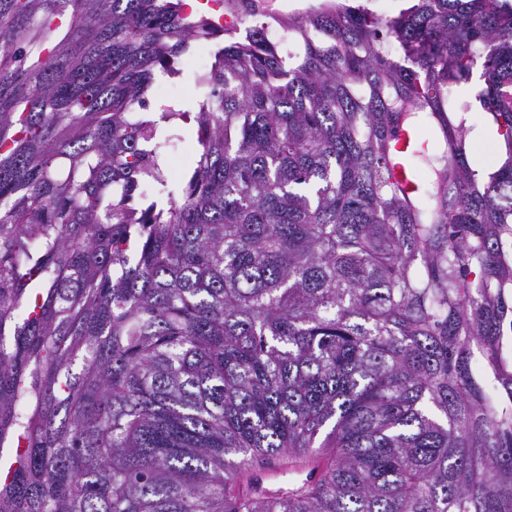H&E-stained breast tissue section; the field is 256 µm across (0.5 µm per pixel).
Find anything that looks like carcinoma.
I'll use <instances>...</instances> for the list:
<instances>
[{"mask_svg": "<svg viewBox=\"0 0 512 512\" xmlns=\"http://www.w3.org/2000/svg\"><path fill=\"white\" fill-rule=\"evenodd\" d=\"M199 3L0 0V512H512V0ZM251 1L242 0H224V29L235 33L246 34L251 11L249 4ZM258 4L268 13L288 17V13H298L307 6L303 0H258ZM207 59H210L207 51H197L184 65V79H181L179 82L172 81L167 84H159L155 89L154 98L151 99V101L153 100V107L156 106V103L174 102L190 105V108L187 110L193 112L195 102L198 104L199 97L204 91L202 88H199L197 93L194 91L196 88L195 72L198 65ZM179 145H180V148H179ZM179 145L176 144V145L171 146V153L173 155L178 154L179 150H180V153H179V158H177L174 161H172L171 156L168 155V166H167L168 178L173 182L172 188L175 190V193H177V184L180 183L182 176L184 174L179 175L178 177H173L171 170L173 172H178L179 170L188 166L193 161L195 143L191 138L185 137V141L182 143H179Z\"/></svg>", "mask_w": 512, "mask_h": 512, "instance_id": "cac0c4a2", "label": "carcinoma"}]
</instances>
